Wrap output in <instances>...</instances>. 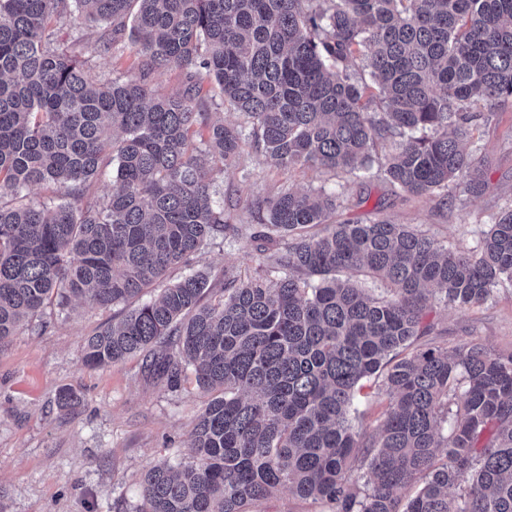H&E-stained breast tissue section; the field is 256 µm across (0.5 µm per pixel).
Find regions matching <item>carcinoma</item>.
Returning a JSON list of instances; mask_svg holds the SVG:
<instances>
[{"mask_svg": "<svg viewBox=\"0 0 512 512\" xmlns=\"http://www.w3.org/2000/svg\"><path fill=\"white\" fill-rule=\"evenodd\" d=\"M103 28L98 52L129 42L146 80L102 81L56 43L52 24ZM363 57L373 83L355 79ZM249 132L198 107L202 80ZM512 107V0H0V342L48 305L114 307L241 227L211 200L212 160L242 143L284 167L370 170L439 193L470 167L463 140ZM112 160L116 190L92 182ZM51 185L52 206L20 203ZM270 271L224 272L220 295L194 270L87 338L84 363L147 353L178 389L211 394L191 461L151 466L133 512H252L280 488L321 512H512V355L478 344L399 357L430 330L432 302L460 308L512 280V208L477 252L407 224H332L336 199L281 192L255 203ZM356 276L389 285L363 288ZM383 377L385 418L356 430L361 382ZM148 81L159 96H170L179 93L184 85V75L179 71L154 73Z\"/></svg>", "mask_w": 512, "mask_h": 512, "instance_id": "carcinoma-1", "label": "carcinoma"}]
</instances>
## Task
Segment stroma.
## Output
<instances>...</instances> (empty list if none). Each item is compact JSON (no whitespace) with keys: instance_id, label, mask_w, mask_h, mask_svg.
<instances>
[{"instance_id":"35a3bbf8","label":"stroma","mask_w":512,"mask_h":512,"mask_svg":"<svg viewBox=\"0 0 512 512\" xmlns=\"http://www.w3.org/2000/svg\"><path fill=\"white\" fill-rule=\"evenodd\" d=\"M91 72L102 80H137L132 48L96 55ZM470 173L450 188L447 205L413 196L383 177L278 166L265 151L243 146L236 163L217 174L214 200L232 224H253L254 202L281 191L335 196V222L407 224L461 250H477L495 216L512 206V109L473 126L466 139ZM219 286L225 270L239 278L264 270L249 234L225 237L198 262ZM112 308L50 306L0 343V512H132L151 465L188 461L187 436L208 400L187 379L180 390L145 367L137 354L102 368L84 363L85 342L109 322ZM433 329L416 348L452 350L477 343L512 354V282L502 281L481 304L434 305ZM77 403L60 408L61 391Z\"/></svg>"}]
</instances>
